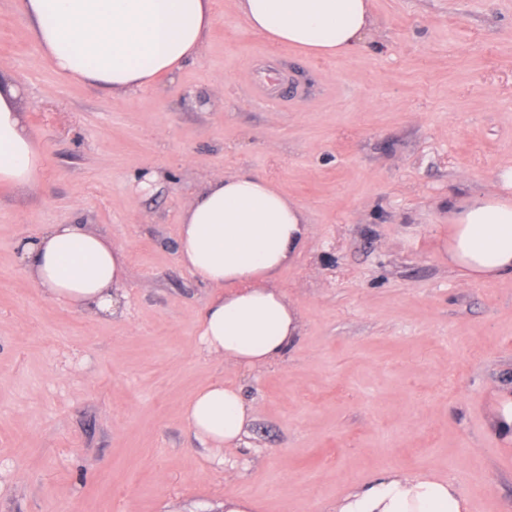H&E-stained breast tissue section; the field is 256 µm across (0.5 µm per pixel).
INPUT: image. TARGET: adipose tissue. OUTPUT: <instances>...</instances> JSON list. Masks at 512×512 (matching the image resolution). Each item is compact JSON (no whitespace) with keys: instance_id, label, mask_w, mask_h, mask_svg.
Listing matches in <instances>:
<instances>
[{"instance_id":"adipose-tissue-1","label":"adipose tissue","mask_w":512,"mask_h":512,"mask_svg":"<svg viewBox=\"0 0 512 512\" xmlns=\"http://www.w3.org/2000/svg\"><path fill=\"white\" fill-rule=\"evenodd\" d=\"M44 59L62 78L137 92L196 58L215 22L212 0H19ZM248 28L315 56L359 48L373 20L369 0H238ZM20 88L0 80V185H37L41 147L17 108ZM304 208L247 170L210 178L183 210L179 263L209 291L197 347L245 369L281 361L301 334V313L279 288L280 271L306 246ZM448 264L469 282L512 280V202L495 194L451 205ZM32 284L50 299L110 318L120 314L123 247L82 224H54L19 242ZM251 417L240 389L200 388L183 419L214 451L238 446ZM333 512H470L458 483L431 474L382 472L337 501Z\"/></svg>"}]
</instances>
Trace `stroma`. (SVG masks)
Here are the masks:
<instances>
[{
	"label": "stroma",
	"mask_w": 512,
	"mask_h": 512,
	"mask_svg": "<svg viewBox=\"0 0 512 512\" xmlns=\"http://www.w3.org/2000/svg\"><path fill=\"white\" fill-rule=\"evenodd\" d=\"M371 2L361 47L322 57L213 0L198 57L112 94L56 75L18 0H0V73L45 152L36 186L0 189V512H219L228 495L327 512L384 470L512 512V446L486 431L512 386V280L464 282L443 247L449 200L512 199V0ZM284 88L295 98L274 103ZM241 169L311 227L278 276L303 333L261 370L198 350L208 291L176 256L192 192ZM53 224L127 251L123 315L37 291L17 245ZM218 377L252 408L219 458L182 418Z\"/></svg>",
	"instance_id": "35a3bbf8"
}]
</instances>
